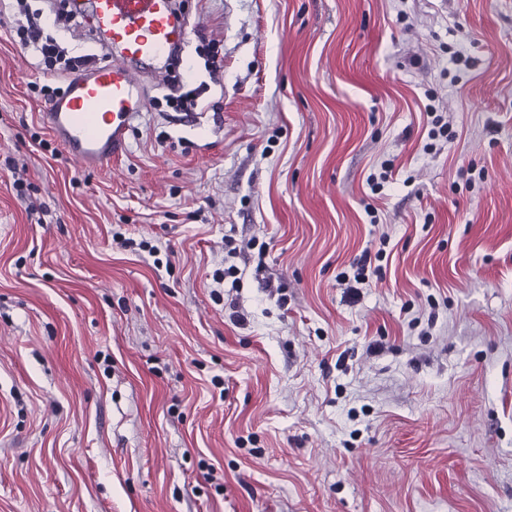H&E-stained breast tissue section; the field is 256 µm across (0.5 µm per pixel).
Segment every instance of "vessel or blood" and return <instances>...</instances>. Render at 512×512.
Masks as SVG:
<instances>
[{
    "label": "vessel or blood",
    "mask_w": 512,
    "mask_h": 512,
    "mask_svg": "<svg viewBox=\"0 0 512 512\" xmlns=\"http://www.w3.org/2000/svg\"><path fill=\"white\" fill-rule=\"evenodd\" d=\"M68 7L102 54L66 78L45 119L73 161L97 169L123 151L145 108V81L176 70L189 24L177 0H68Z\"/></svg>",
    "instance_id": "obj_1"
}]
</instances>
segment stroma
I'll list each match as a JSON object with an SVG mask.
<instances>
[{
    "label": "stroma",
    "mask_w": 512,
    "mask_h": 512,
    "mask_svg": "<svg viewBox=\"0 0 512 512\" xmlns=\"http://www.w3.org/2000/svg\"><path fill=\"white\" fill-rule=\"evenodd\" d=\"M188 6L205 112L146 107L98 170L0 8V512H512V0ZM228 236L265 267L219 287ZM221 42L223 41L219 38L217 33H214V30H212L210 38L207 39V42L205 40V43L202 45L204 48L213 49V51L207 56L205 65L214 83L219 82V74L223 72L224 68V57H220L218 49L215 51L217 47L219 48L220 46H223V44L221 45ZM258 246V263L257 269L264 268L263 257L266 252V243H256V240H249L241 245L236 243V240L228 236L224 239V253H227L228 257L235 258L237 255L246 254V252L256 249Z\"/></svg>",
    "instance_id": "obj_1"
}]
</instances>
